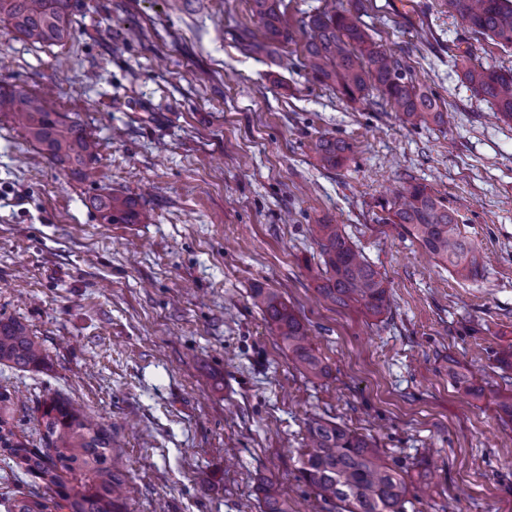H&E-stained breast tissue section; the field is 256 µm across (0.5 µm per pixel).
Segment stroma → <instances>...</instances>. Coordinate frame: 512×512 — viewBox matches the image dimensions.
I'll return each mask as SVG.
<instances>
[{
    "label": "stroma",
    "mask_w": 512,
    "mask_h": 512,
    "mask_svg": "<svg viewBox=\"0 0 512 512\" xmlns=\"http://www.w3.org/2000/svg\"><path fill=\"white\" fill-rule=\"evenodd\" d=\"M360 20L413 81L446 103L450 134L352 104L283 65L241 52L260 32L249 0H77L71 36L41 46L0 30V86L50 92L100 141L92 178L51 164L0 117V316L27 324L44 369L0 365L28 435L60 393L108 426L136 492L130 512H246L273 476L291 512H335L297 479L312 414L377 442L387 459L434 468L407 512H512V423L494 352L512 345V123L493 116L454 60L512 68V47L478 38L442 0H367ZM356 143L342 169L321 136ZM413 176L456 211L489 263L455 279L380 202ZM141 197L143 224H103L89 197ZM341 225L384 277L383 320L316 290L309 227ZM277 290L330 366L306 376L253 304ZM476 373L468 396L448 363Z\"/></svg>",
    "instance_id": "1"
}]
</instances>
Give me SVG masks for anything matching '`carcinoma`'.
I'll list each match as a JSON object with an SVG mask.
<instances>
[{
	"mask_svg": "<svg viewBox=\"0 0 512 512\" xmlns=\"http://www.w3.org/2000/svg\"><path fill=\"white\" fill-rule=\"evenodd\" d=\"M469 33L512 46V0H444ZM73 0H0V26L33 44L57 45L69 36ZM284 0H250V10L264 30V38L245 29L241 50L250 56L272 57L292 39L285 19ZM302 55L311 80L328 86L351 103L365 100L374 88L381 105L412 126L430 122L445 128V104L433 92L416 85L401 60L381 49L349 9L323 11L304 24ZM462 55V76L482 101L493 105L500 119L512 122V69L469 63ZM0 116L18 123L25 137L47 158L80 178L97 162L99 143L81 122L55 111L40 94L16 87H0ZM326 170L343 167L355 145L338 137H322L315 144ZM88 204L102 224H142L147 213L130 196L96 194ZM384 224L398 225L419 242L441 267L461 279L483 270L478 248L461 232L456 212L426 184L413 177L402 180L390 201L380 204ZM319 248L322 272L318 291L344 309H356L379 319L391 313L392 295L381 273L365 259L337 224L310 228ZM271 334L307 375L327 374V365L295 311L268 288L252 291ZM47 364L42 345L25 324L0 317V365L37 371ZM454 387L478 395L480 386L469 372L448 365ZM12 393L0 387V455L12 462V472L38 480L42 492L13 495L8 512H129V476L118 463L115 441L95 416L58 394L38 401V440L14 422ZM298 479L316 496L332 503L336 512H405L410 490L421 494L430 487L429 474H411V467L388 462L367 437L318 415L305 421L298 449ZM259 512H288V501L269 478L259 486Z\"/></svg>",
	"mask_w": 512,
	"mask_h": 512,
	"instance_id": "obj_1",
	"label": "carcinoma"
}]
</instances>
